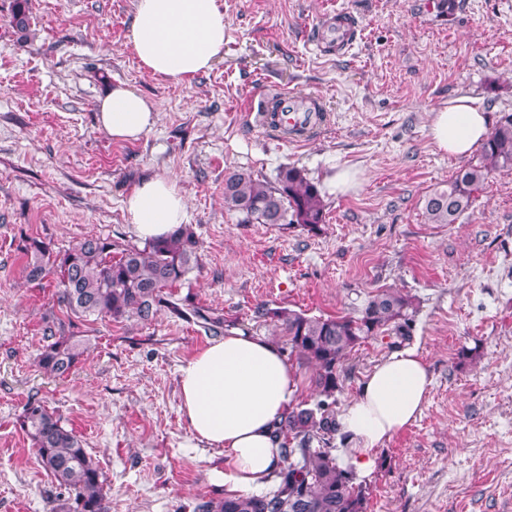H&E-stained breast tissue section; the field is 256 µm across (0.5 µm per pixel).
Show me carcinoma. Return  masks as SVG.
Wrapping results in <instances>:
<instances>
[{"mask_svg":"<svg viewBox=\"0 0 512 512\" xmlns=\"http://www.w3.org/2000/svg\"><path fill=\"white\" fill-rule=\"evenodd\" d=\"M28 0H13L10 24L24 33L30 27ZM512 169V114H503L478 149L476 159L459 169L424 201L430 224H454L472 205L491 174ZM224 208L246 223L297 224L317 233L326 223L320 190L295 166H282L276 183L262 182L244 170L224 175ZM200 241L189 224L141 245L108 238H86L53 252L36 238L22 247L27 282L41 285L56 274L57 302L76 317L107 318L121 323L148 322L163 309L192 321L214 336L224 334V317L197 305L193 298L174 299V289L199 267ZM416 312L415 299L380 288L362 307L341 316H310L302 311L260 306L257 317L281 326L291 352L316 370V402L298 404L277 424L281 464L272 489L262 495H230L216 502L201 497L194 512H368L367 485L340 465L333 440L338 430L336 393L342 389L343 365L356 346L384 335L406 336ZM49 343L36 359L50 375L69 373L87 349L70 332L73 322L50 310L43 316ZM32 441L40 467L68 493L52 512H107L105 479L82 440L61 417L33 393L19 418Z\"/></svg>","mask_w":512,"mask_h":512,"instance_id":"1","label":"carcinoma"}]
</instances>
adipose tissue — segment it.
I'll use <instances>...</instances> for the list:
<instances>
[{"mask_svg": "<svg viewBox=\"0 0 512 512\" xmlns=\"http://www.w3.org/2000/svg\"><path fill=\"white\" fill-rule=\"evenodd\" d=\"M131 42L148 72L183 81L206 72L224 50V12L218 0H134ZM101 127L118 140L151 130L153 103L122 84L98 103ZM487 110L461 95L432 114L430 136L449 156L470 155L487 138ZM134 234L143 241L163 237L184 223L187 203L174 178L138 183L125 202ZM431 383L417 347L391 353L365 378L338 419L353 446L344 463L369 475L376 453L422 413ZM293 370L270 341L226 331L180 370V397L192 437L224 451V482L245 494L265 485L277 468L280 448L272 435L293 403Z\"/></svg>", "mask_w": 512, "mask_h": 512, "instance_id": "1", "label": "adipose tissue"}]
</instances>
